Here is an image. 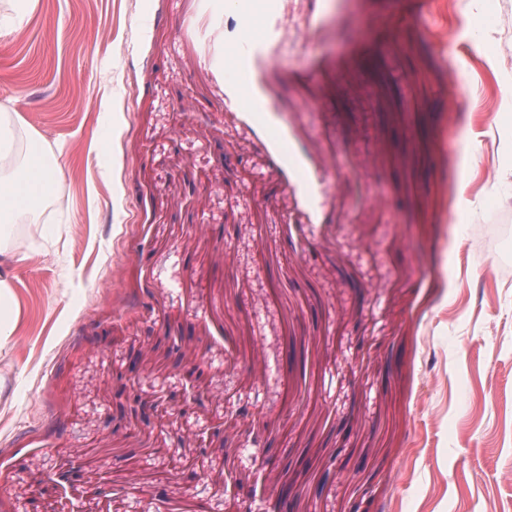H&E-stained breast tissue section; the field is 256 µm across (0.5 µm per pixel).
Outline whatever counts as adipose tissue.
<instances>
[{
  "label": "adipose tissue",
  "mask_w": 512,
  "mask_h": 512,
  "mask_svg": "<svg viewBox=\"0 0 512 512\" xmlns=\"http://www.w3.org/2000/svg\"><path fill=\"white\" fill-rule=\"evenodd\" d=\"M56 182V170L49 167L44 151L21 149L16 122L8 112L0 113V208L16 218L35 224L38 233L47 228L38 224L35 202L49 198Z\"/></svg>",
  "instance_id": "1"
}]
</instances>
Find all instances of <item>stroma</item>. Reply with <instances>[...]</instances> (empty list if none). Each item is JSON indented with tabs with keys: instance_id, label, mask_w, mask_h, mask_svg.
<instances>
[{
	"instance_id": "obj_1",
	"label": "stroma",
	"mask_w": 512,
	"mask_h": 512,
	"mask_svg": "<svg viewBox=\"0 0 512 512\" xmlns=\"http://www.w3.org/2000/svg\"><path fill=\"white\" fill-rule=\"evenodd\" d=\"M511 102L512 0H0V110L62 167L12 272L0 512H225L232 481L512 512Z\"/></svg>"
}]
</instances>
